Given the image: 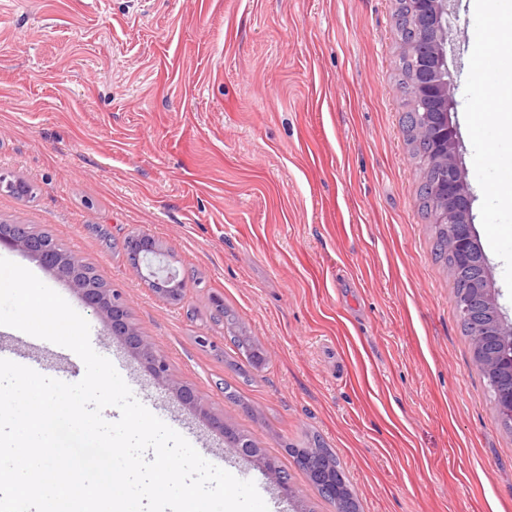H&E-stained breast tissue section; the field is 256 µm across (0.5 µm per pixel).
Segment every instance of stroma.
I'll list each match as a JSON object with an SVG mask.
<instances>
[{"mask_svg": "<svg viewBox=\"0 0 512 512\" xmlns=\"http://www.w3.org/2000/svg\"><path fill=\"white\" fill-rule=\"evenodd\" d=\"M398 0H0V221L50 235L125 300L168 382L105 332L72 284L0 244L90 325L151 413L253 481L269 512H336L287 451L319 437L360 512H512L499 423L432 255L406 141ZM474 0H458L446 66L461 167L481 197L464 87ZM160 245L181 300L133 271ZM259 346L252 367L217 307ZM276 456L280 487L181 406ZM243 394L226 398L225 386ZM136 254L134 255V265L139 276L147 282L150 286L159 282L164 281L167 283H173L174 287L172 288L174 291L181 293L184 288V282L182 279H178V275L176 272H172L168 269H154L151 265L147 264V274L145 275L142 271V266L140 263V258H145L149 255H154L157 253V246L155 240L148 236L142 235L139 237L137 245H136Z\"/></svg>", "mask_w": 512, "mask_h": 512, "instance_id": "obj_1", "label": "stroma"}]
</instances>
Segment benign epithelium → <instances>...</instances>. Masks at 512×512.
I'll return each mask as SVG.
<instances>
[{"mask_svg":"<svg viewBox=\"0 0 512 512\" xmlns=\"http://www.w3.org/2000/svg\"><path fill=\"white\" fill-rule=\"evenodd\" d=\"M409 2L413 5L415 26L429 36L427 49L417 55L413 91L418 99L435 105L436 121L447 122V128L443 130L438 145L433 147L437 159L443 161L447 168L445 180L434 188L437 206L433 212V221L448 225V248L456 262L466 268L475 267L481 270V275L472 281V287L463 289L456 298L458 315L468 326L472 336L475 366L493 382L497 415L500 420L512 425V324L504 321L496 291L485 281L484 274L488 270V263L473 237L472 195L457 159L458 133L452 122L448 121L454 86L444 64L454 0ZM0 242L34 256L47 269L68 279L81 293L85 305L105 316L108 333L119 338L128 349L135 352L153 378L167 379L168 365L165 357L128 321L126 304L121 296L107 287L90 288L86 282L75 278V272L83 268L77 258L67 254L54 257L53 248L48 242L31 232L11 238L3 237ZM156 253L157 246L152 237H139L134 255L137 273L150 285L164 281L173 284L175 291L182 292L184 282L178 278L177 273L168 269L156 270L150 265L147 266V271H142L140 259ZM175 392L183 405L194 409L205 419L210 418L208 410L199 403L192 388L181 386L175 388ZM256 461L286 495H292L291 486L285 482L270 459L258 455Z\"/></svg>","mask_w":512,"mask_h":512,"instance_id":"1","label":"benign epithelium"}]
</instances>
